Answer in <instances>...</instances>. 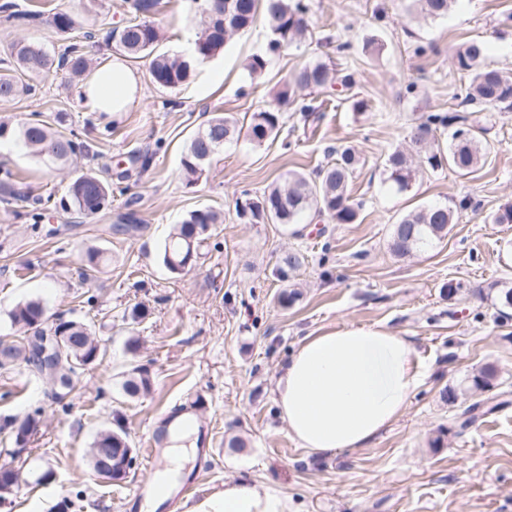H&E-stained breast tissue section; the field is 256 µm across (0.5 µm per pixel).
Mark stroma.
I'll list each match as a JSON object with an SVG mask.
<instances>
[{"mask_svg": "<svg viewBox=\"0 0 512 512\" xmlns=\"http://www.w3.org/2000/svg\"><path fill=\"white\" fill-rule=\"evenodd\" d=\"M37 15L27 24L0 12V69L17 41L52 52L66 38L50 23L53 13L76 14L93 63L114 50L106 36L127 19L124 0H18ZM309 26L300 41L267 54L269 34L257 26L225 44L210 60L191 66L187 82L163 88L153 82L148 59H128L139 77V101L113 116L89 110L81 83L58 71L35 80L31 94L0 101V121L37 118L75 131L88 153L47 166L15 141L0 142V168L33 198L59 201L76 174L107 173L112 205L93 217L52 209L33 223L27 208L0 202V338L18 335L9 311L41 300L49 322L91 323L109 356L81 375L71 395L53 403L45 381L21 366L0 370V417L42 407V434L24 449L0 441V466L18 470L22 483L0 512H119L118 499L149 486L158 467L144 453L160 422L174 408L203 396L211 459L195 458L183 471L185 497L222 488L225 479L249 475L287 494L294 512H512V308L499 296L512 287V224L491 215L512 202V107L471 113L483 129L487 161L467 175L443 168L419 175L411 189L386 183L385 160L427 112L457 109L466 78L455 54L468 42L487 44L488 64L512 70V0H456L448 16L425 19L410 0H306ZM153 19L161 48L188 57L199 28L189 0H160ZM377 36L381 53L367 49ZM266 54L262 77L245 68ZM324 62L351 75L350 89L315 92L323 106L302 118L279 106L278 94L296 70ZM366 109H355V100ZM280 107L275 140L226 143L206 173L188 184L181 158L199 128L219 113L238 118ZM350 146L359 164L349 184L365 206L356 223L328 218L301 232L238 217L235 201L259 198L292 173L313 176L330 149ZM152 151L148 168L134 155ZM470 198L448 236L431 249L398 258L389 250L392 224L426 204ZM223 212L196 265L180 275L163 265L161 246L190 210ZM133 214L140 231L113 233ZM94 248L111 262L94 282L78 273L82 251ZM300 252L297 298L280 304L285 284L275 275L280 254ZM459 289L447 294L448 283ZM141 306L145 315L126 314ZM377 325L410 339L424 371L403 416L366 447L322 459L288 435L276 401L281 364L306 336L343 325ZM137 353H128V337ZM144 365L150 391L121 401L130 359ZM498 369L495 393L508 404L468 428L458 408L441 398L444 388L465 390L484 365ZM122 412L135 450L134 467L114 484L98 479L88 448L95 434ZM242 437V451L227 448Z\"/></svg>", "mask_w": 512, "mask_h": 512, "instance_id": "stroma-1", "label": "stroma"}]
</instances>
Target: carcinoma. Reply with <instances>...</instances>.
<instances>
[{
	"label": "carcinoma",
	"mask_w": 512,
	"mask_h": 512,
	"mask_svg": "<svg viewBox=\"0 0 512 512\" xmlns=\"http://www.w3.org/2000/svg\"><path fill=\"white\" fill-rule=\"evenodd\" d=\"M455 0H413L425 17L441 19ZM159 0H126L127 12L131 18L118 31H110L108 40L115 49L134 58L152 57L150 75L155 83L165 88H175L187 80L191 67L188 61L170 56L159 50L162 34L148 17L155 13ZM224 10L230 20L222 22L211 15L203 14L200 31L192 43V55L207 59L222 48L236 35L262 23L272 35L269 50L278 52L300 39L308 28L307 7L301 0H224ZM0 11L30 22L35 15L20 8L14 0L0 4ZM52 24L61 33L76 30L77 19L68 11H58L53 15ZM487 53L486 44L472 40L456 54V65L470 75L464 102L479 103L485 107L501 104L512 105V72L483 63ZM13 67L0 73V99L11 100L21 94H29L34 86L23 84L16 79L14 72L21 71L39 77L52 71L65 70L75 78L81 77L88 68L83 40L74 36L58 55L48 53L37 43L20 41L11 46ZM335 83L344 88L351 87L350 78L339 75L338 71L324 63L308 64L295 71L279 94L278 107L252 114L246 135L255 144H262L277 135L280 125L281 105L295 103L291 99L294 88L316 92ZM450 130L448 148L443 152L433 149L431 140L437 133ZM238 122L230 116L216 115L199 129L190 140L181 160L183 174L189 183L202 175L214 155L224 149V144L240 135ZM482 128L468 121V117L457 112H432L421 117L409 138L405 149L391 152L385 162L386 181L399 192L409 190L421 170H438L448 165L459 173L467 174L483 160L480 134ZM14 139L22 143L33 155L54 165H62L75 155L74 147L87 145L76 136H67L54 130L46 121L36 120L13 126L0 122V140ZM358 164L355 151L345 147L336 151V159L320 167L314 177L293 174L282 184L271 186L263 195L243 204H236L242 218L253 223L272 220L285 227L294 226L303 216L313 210L328 215L337 224H353L358 218L361 202L354 201L348 191L349 183ZM68 206L85 216L96 215L111 206L112 188L110 183L94 173L77 175L67 189ZM0 196L9 201L26 203L28 196L15 188L14 174L8 169H0ZM469 199L446 205H428L408 212L392 225L390 250L396 257H406L431 246L448 234V227L454 221L455 211L466 209ZM223 223L220 212L211 208L190 211L181 224L174 228L165 240L161 258L165 267L179 275L191 268L200 250L208 239L212 225ZM110 258L100 250H89L82 257L80 275L83 281L90 282L96 273L108 264ZM303 262V256L295 251H287L280 258L276 275L286 280ZM45 310L41 301L30 300L16 305L8 313L11 325L23 330V334L9 344L0 343V369H8L24 364L36 377L52 383L55 377H66L76 382L85 372V366L101 362L107 354V346L95 336L91 324L77 320H57L51 330L66 336L69 344L64 346L61 355L45 365L33 360L30 337L27 328L44 324ZM497 369L493 365L482 367L472 376L470 390L487 392L494 387ZM151 382L146 367L130 363L125 379L121 384L126 398H135L150 390ZM498 408L484 400H476L461 409V427L467 428L480 418ZM41 421V410L36 408L26 416H5L0 418V434H5L14 444L21 438L20 422ZM112 444V448H130L131 437L128 429L120 422L115 426L100 430L89 448L93 457L98 449Z\"/></svg>",
	"instance_id": "carcinoma-1"
}]
</instances>
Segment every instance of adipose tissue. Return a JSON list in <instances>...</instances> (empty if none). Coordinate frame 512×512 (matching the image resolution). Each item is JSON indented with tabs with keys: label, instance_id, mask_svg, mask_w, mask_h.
Listing matches in <instances>:
<instances>
[{
	"label": "adipose tissue",
	"instance_id": "ef3b65f1",
	"mask_svg": "<svg viewBox=\"0 0 512 512\" xmlns=\"http://www.w3.org/2000/svg\"><path fill=\"white\" fill-rule=\"evenodd\" d=\"M139 78L113 58L82 86L91 111L127 112ZM424 377L407 337L376 325H346L304 337L276 379L277 402L288 434L309 453L335 456L362 448L396 422ZM183 512H291L286 495L239 475Z\"/></svg>",
	"mask_w": 512,
	"mask_h": 512
}]
</instances>
